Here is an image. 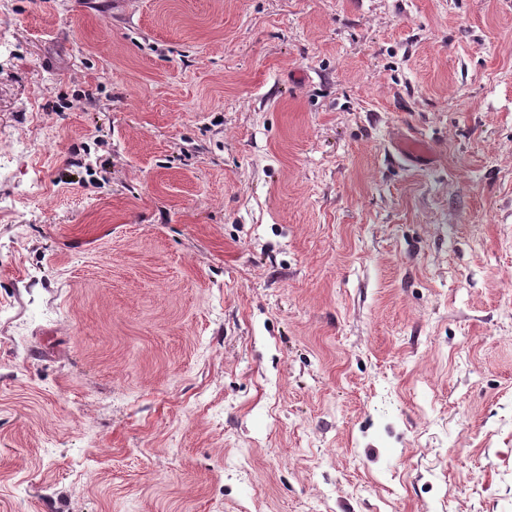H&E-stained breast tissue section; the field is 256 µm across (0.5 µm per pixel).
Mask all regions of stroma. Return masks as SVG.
Masks as SVG:
<instances>
[{
    "label": "stroma",
    "mask_w": 512,
    "mask_h": 512,
    "mask_svg": "<svg viewBox=\"0 0 512 512\" xmlns=\"http://www.w3.org/2000/svg\"><path fill=\"white\" fill-rule=\"evenodd\" d=\"M0 512H512V0H0Z\"/></svg>",
    "instance_id": "obj_1"
}]
</instances>
